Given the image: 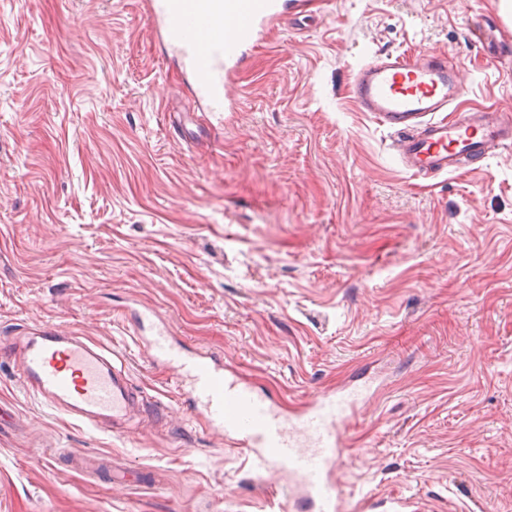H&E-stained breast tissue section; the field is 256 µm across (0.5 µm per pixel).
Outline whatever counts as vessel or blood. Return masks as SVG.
I'll return each instance as SVG.
<instances>
[{
  "mask_svg": "<svg viewBox=\"0 0 512 512\" xmlns=\"http://www.w3.org/2000/svg\"><path fill=\"white\" fill-rule=\"evenodd\" d=\"M285 0H148L147 23L189 72L193 93L207 111L230 109L231 73L266 25L286 13ZM465 92L444 53L389 54L359 67L353 84L360 111L393 131V148L416 176L456 171L512 145V116L499 110L443 113ZM141 343L154 361L169 367L192 415L228 445L243 449L266 471L295 478L316 512H342L335 473L345 454L340 422L362 400L357 391L318 394L297 416L225 373L212 354L190 351L158 325ZM26 385L53 408L99 429L119 430L137 410L123 367L103 347L47 325L22 346H10Z\"/></svg>",
  "mask_w": 512,
  "mask_h": 512,
  "instance_id": "b4317fda",
  "label": "vessel or blood"
}]
</instances>
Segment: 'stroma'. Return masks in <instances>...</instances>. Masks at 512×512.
Segmentation results:
<instances>
[{
  "label": "stroma",
  "instance_id": "1",
  "mask_svg": "<svg viewBox=\"0 0 512 512\" xmlns=\"http://www.w3.org/2000/svg\"><path fill=\"white\" fill-rule=\"evenodd\" d=\"M424 49L453 56L459 109L512 112L501 0H288L216 116L145 0H0V344L86 337L142 403L120 434L85 426L0 357V512H312L191 418L133 308L288 415L369 386L341 425L344 512H512V146L417 177L351 93L360 65ZM72 452L157 480L115 485Z\"/></svg>",
  "mask_w": 512,
  "mask_h": 512
}]
</instances>
